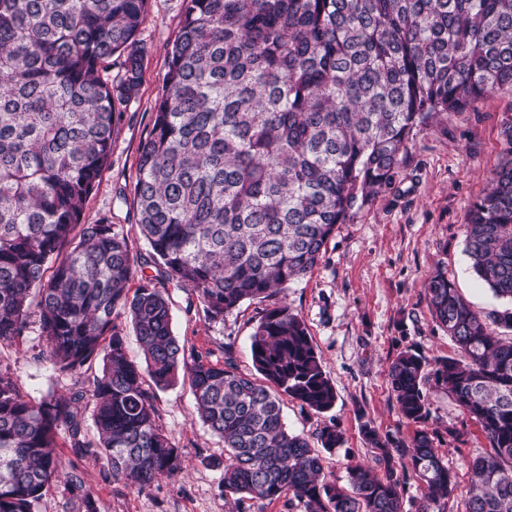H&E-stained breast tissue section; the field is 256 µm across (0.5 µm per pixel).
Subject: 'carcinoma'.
Here are the masks:
<instances>
[{
    "label": "carcinoma",
    "mask_w": 512,
    "mask_h": 512,
    "mask_svg": "<svg viewBox=\"0 0 512 512\" xmlns=\"http://www.w3.org/2000/svg\"><path fill=\"white\" fill-rule=\"evenodd\" d=\"M147 2L0 0V347L36 323L38 358L57 374L96 371L89 388L38 401L0 368V512H34L60 480L97 512L57 452L62 433L138 493L182 473L147 377L189 385L224 443L211 461L224 466L221 489L242 505L286 496L300 512H404L400 468L420 482L414 512H445L456 479L426 428L432 378L491 448L470 464L465 512H512V340L489 329L512 330L511 307L486 320L446 272L429 276V311L458 355H397L389 384L414 434L383 438L363 423L384 474L351 465L342 486L322 477L323 453L342 444L336 427L314 447L283 421L284 395L316 413L336 403L300 316L265 310L250 336L258 380L179 342L154 280L128 294L138 259L124 233L82 215L139 93ZM167 57L132 189L143 264L221 322L312 272L338 226L391 184L416 128L512 89V0H182ZM465 241L475 274L512 303V165L469 209ZM122 311L140 363L115 323Z\"/></svg>",
    "instance_id": "cac0c4a2"
}]
</instances>
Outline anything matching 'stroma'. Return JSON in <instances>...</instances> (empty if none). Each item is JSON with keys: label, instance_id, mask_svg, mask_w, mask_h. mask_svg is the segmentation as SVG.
Here are the masks:
<instances>
[{"label": "stroma", "instance_id": "35a3bbf8", "mask_svg": "<svg viewBox=\"0 0 512 512\" xmlns=\"http://www.w3.org/2000/svg\"><path fill=\"white\" fill-rule=\"evenodd\" d=\"M182 0H148L138 38L146 57L139 94L127 106L112 141V157L89 196L83 221L110 216L121 225L132 253L149 247L135 224L130 189L137 176L139 148L153 121V110L167 70L166 49L180 28ZM512 126V91H497L461 112H451L418 128L391 186L340 225L313 272L289 284L273 299L242 303L223 321H208L190 291L168 285L172 327L186 347L210 353L212 360L232 356L239 371L253 374L250 335L266 308L285 303L305 321L323 369L336 388V404L317 414L284 400L291 432L306 437L324 425L340 428L344 444L324 460L327 480L345 483L348 465L374 466L360 426L371 422L382 435L409 437L414 427L402 420L387 370L403 350L416 348L429 358L448 356L455 346L433 320L425 299L428 276L443 267L459 294L481 316L504 309L473 273L465 252V219L483 195L496 169L512 161L502 132ZM42 342L31 327L23 342L0 349L22 391L41 398L69 395L73 379L57 376L36 354ZM429 428L438 430L435 447L452 469L457 486L447 512H465L471 481L469 466L489 452L479 426L456 405L447 389L428 383ZM157 423L182 448L187 468L160 479L143 494L105 478L101 465L77 457L67 445L59 453L67 470L80 472L97 501L98 512H237L224 495L220 469L222 441L197 417L188 386L156 393ZM461 437L452 439L449 427Z\"/></svg>", "mask_w": 512, "mask_h": 512}]
</instances>
